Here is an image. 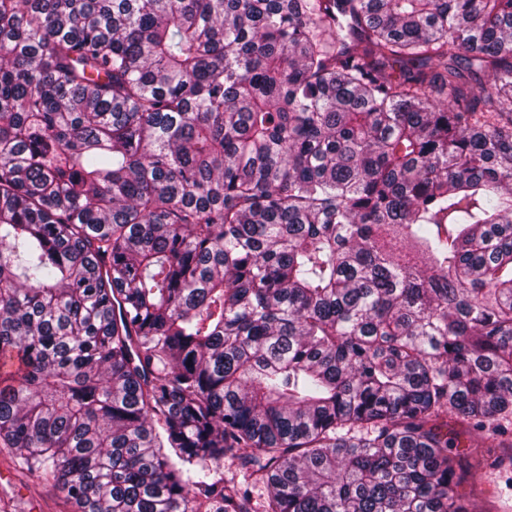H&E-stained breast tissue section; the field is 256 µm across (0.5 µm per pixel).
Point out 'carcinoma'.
<instances>
[{
    "label": "carcinoma",
    "mask_w": 512,
    "mask_h": 512,
    "mask_svg": "<svg viewBox=\"0 0 512 512\" xmlns=\"http://www.w3.org/2000/svg\"><path fill=\"white\" fill-rule=\"evenodd\" d=\"M470 76H464V73ZM512 437V0H0V443L78 512H463ZM211 479H224V482L234 481L243 487H247L252 492L255 508L262 509L261 505L267 498V490L263 487L252 488L246 471L238 461L226 458L220 466L214 467L211 471Z\"/></svg>",
    "instance_id": "1"
}]
</instances>
